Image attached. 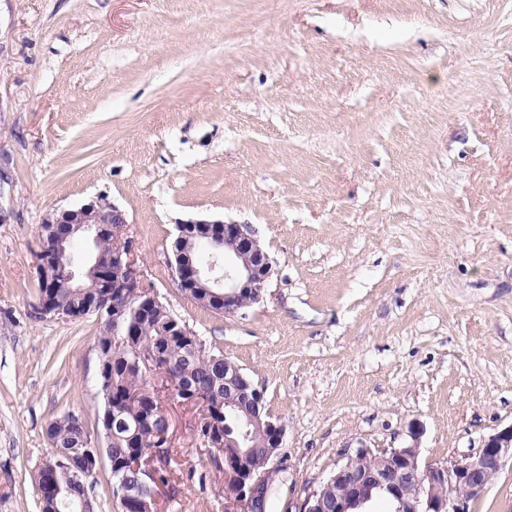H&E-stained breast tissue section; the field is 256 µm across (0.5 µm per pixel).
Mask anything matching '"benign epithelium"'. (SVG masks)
I'll return each instance as SVG.
<instances>
[{"mask_svg":"<svg viewBox=\"0 0 512 512\" xmlns=\"http://www.w3.org/2000/svg\"><path fill=\"white\" fill-rule=\"evenodd\" d=\"M125 224L124 211L102 199L55 212L45 219L41 232L55 238V248L39 265V282L44 288L61 284L74 289L82 305L58 307L45 292L40 306L42 315L73 318L82 309L116 324L126 318L132 301L137 302L135 311L144 317L160 304L157 293L141 277L132 241L123 237ZM176 229L168 265L182 291L196 296L204 307L227 315L260 302L273 273V261L250 225L197 219L179 223ZM76 235L83 236L88 244L80 260L67 251ZM105 240L111 243L112 255L103 263L98 248ZM99 288L112 289V297L97 293ZM130 351L136 367L160 381L157 389L164 397L159 417H147L143 424L151 426L160 417L169 420V401L199 408L196 426L208 425L209 437L204 443L213 456L224 457L225 512H266L278 470L283 424L259 417L247 419L268 438V467L255 473L247 467L241 443L219 434V424L205 411L207 397L198 393L189 380L173 376L161 353L139 350L134 345ZM224 394L229 396L230 404L238 398H263V391L228 359L224 360ZM420 435V426L413 424L409 428L411 443L407 446L379 455L367 448L358 449L327 479V485L336 486V499H327L325 492L315 488L304 499L300 512H356L371 499L374 490L389 496L393 512H472L491 478L500 472L504 459L512 458V425L490 436L477 452L437 466L422 464ZM163 455V449L151 448L127 459L126 468L140 474L139 480L131 484L122 479L112 485L125 512H153L149 500L154 498V462ZM105 460L97 434L87 436L81 451L74 456L67 453L62 460L59 453L51 454L38 467L39 495L48 494L54 500L67 496L72 481L88 471L99 472Z\"/></svg>","mask_w":512,"mask_h":512,"instance_id":"benign-epithelium-1","label":"benign epithelium"}]
</instances>
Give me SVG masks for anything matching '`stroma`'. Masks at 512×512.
<instances>
[{
  "instance_id": "35a3bbf8",
  "label": "stroma",
  "mask_w": 512,
  "mask_h": 512,
  "mask_svg": "<svg viewBox=\"0 0 512 512\" xmlns=\"http://www.w3.org/2000/svg\"><path fill=\"white\" fill-rule=\"evenodd\" d=\"M99 197L284 424L268 512L411 424L435 466L512 425V0H0V512H40L52 420L97 426L99 321L39 313L37 254ZM190 219L253 226L262 301L177 287ZM169 412L154 512H224L195 408Z\"/></svg>"
}]
</instances>
